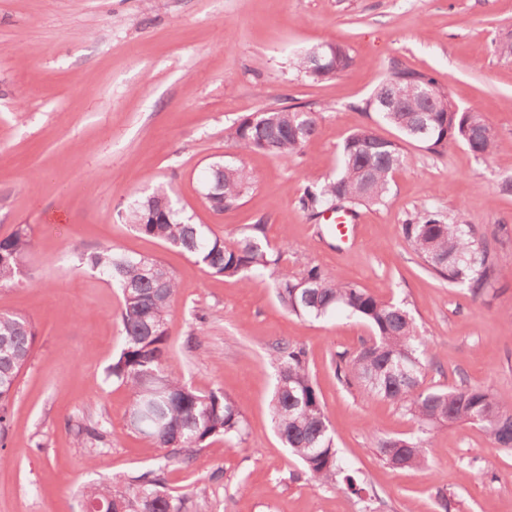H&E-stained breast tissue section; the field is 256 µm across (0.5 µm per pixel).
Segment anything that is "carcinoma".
<instances>
[{
  "instance_id": "carcinoma-1",
  "label": "carcinoma",
  "mask_w": 512,
  "mask_h": 512,
  "mask_svg": "<svg viewBox=\"0 0 512 512\" xmlns=\"http://www.w3.org/2000/svg\"><path fill=\"white\" fill-rule=\"evenodd\" d=\"M351 64L346 48L334 45L326 78ZM448 100L447 91L431 75L395 66L366 102L380 122L394 128L402 140H413L438 152L455 141L479 158L497 148V140L476 106L448 112H426L421 89ZM386 95L397 99L403 112H380L372 101ZM318 129L316 113L297 108L263 112L256 120L244 118L224 129L225 138L242 154L260 151L288 160L301 153ZM400 144L362 128L349 134L340 147L336 175L305 189L301 208L311 214L336 204L383 203L392 176L404 163ZM255 177L239 162L217 160L209 165L205 184L224 195L221 213L239 205ZM124 218L140 235L161 241L194 259L211 276L235 278L250 287L268 282L279 305L297 318L319 319L346 311L372 329V336L352 354H340L336 371L349 386L369 396L398 405L416 426L410 436H380L375 448L388 466L396 469L429 467L427 448L436 429L460 423L481 427L495 448L512 450V408L479 385L448 389L424 386L429 371L425 342L407 308L379 298L354 281L317 265L295 273L282 264L280 251L270 247L267 224L248 225L226 239L207 224L185 220L164 191L137 199ZM407 244L439 278L465 288L472 297L484 293L495 277L496 249L477 235L475 225L452 220L434 207H425L402 225ZM35 246L32 227L18 224L0 238V284L18 279L24 259ZM79 261L120 289L118 319L123 347L108 367L112 381L129 394L128 415L139 422L132 431L156 447L169 449L168 459L185 463L222 438H241L243 417L235 403L215 391H200L181 377L168 373V326L178 293L174 273L160 260L135 256L104 246L79 252ZM36 330L30 318L0 313V435L9 423L10 404L18 380L30 361ZM269 364L275 371L269 403L274 428L282 444L302 464L309 482L317 486L342 483L363 498L361 478L343 463L335 448L336 430L324 414L320 393L306 365V351L284 342L270 347ZM77 441L97 447L106 444L107 432L91 419L66 420ZM83 505L92 501L120 502L125 512H182V498L165 487L161 471H147L112 484L91 483L82 490Z\"/></svg>"
}]
</instances>
